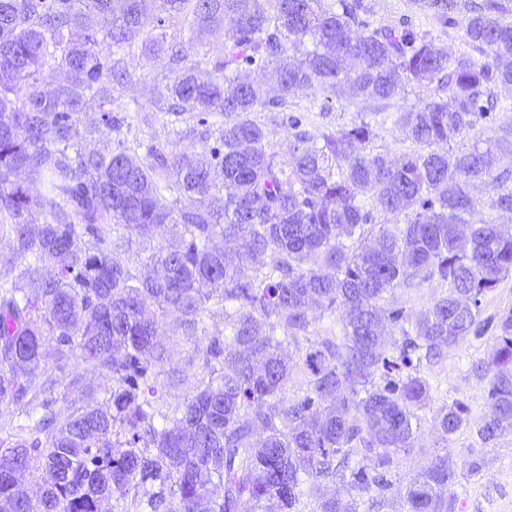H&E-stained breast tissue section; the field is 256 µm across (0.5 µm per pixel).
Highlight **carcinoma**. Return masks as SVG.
I'll return each mask as SVG.
<instances>
[{
	"label": "carcinoma",
	"instance_id": "carcinoma-1",
	"mask_svg": "<svg viewBox=\"0 0 512 512\" xmlns=\"http://www.w3.org/2000/svg\"><path fill=\"white\" fill-rule=\"evenodd\" d=\"M415 5L484 60L406 22L373 25L364 0H0V240L23 263L0 277V404L20 409L0 438V512H303L329 484L350 502L310 512L380 506L429 373L482 333V299L512 275V123L476 134L494 88L512 87V19L500 0ZM178 16L199 36L224 32V52L170 49L155 107L227 121L199 152L143 161L112 111L94 126L79 114L131 82L113 49ZM436 81L446 96L389 116L411 143L398 155L370 147L365 120L332 131L290 116L281 161L251 118L300 90L382 104ZM96 139L112 149L83 147ZM475 181L493 186L496 217H475ZM135 238L151 250L143 278L113 257ZM431 280L445 290L423 308L388 305ZM317 308L339 328L312 340ZM216 310L223 336L206 330ZM496 329L472 364L488 381L485 444L512 429V308ZM170 340L189 347L185 365ZM76 358L112 389L62 413L53 395L80 387L66 379ZM196 361L195 389L168 402L158 377L172 384ZM435 423L449 438L471 428L469 409L455 400ZM34 470L46 477L29 485ZM456 485L453 460L436 458L404 512H456Z\"/></svg>",
	"mask_w": 512,
	"mask_h": 512
}]
</instances>
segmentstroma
I'll list each match as a JSON object with an SVG mask.
<instances>
[{"mask_svg": "<svg viewBox=\"0 0 512 512\" xmlns=\"http://www.w3.org/2000/svg\"><path fill=\"white\" fill-rule=\"evenodd\" d=\"M372 4L374 12L369 19L373 23H395L405 18L417 30L429 33L436 44L459 52L466 49L459 38H448L436 20L418 13L411 0H372ZM150 33L157 39L154 47H145L138 41L114 53L133 79L115 91L112 112L129 117L131 127L127 140L135 145L138 155H145L151 146L167 149L174 145L188 152L200 150L203 142L197 133L199 125L216 131L224 124L223 115L210 114L201 120L197 115L188 113L178 126H171L153 104L154 90L156 86L168 83L172 77L167 65L168 45L180 43L189 46L190 56L194 59L213 58L223 50L224 35L217 32L201 40L194 39L187 25L175 18L151 28ZM288 111L331 130L350 126L361 117L359 109L350 106L346 100L309 92L292 97ZM179 129L185 131V138H176L175 132ZM493 345L494 341L488 334L480 338L465 337L438 365L430 378L433 385L431 397L419 411L421 429L414 448L409 453L400 454L395 461L389 474L394 488L386 492L380 512H402L404 505L396 494L397 489L405 487L433 459L445 454L460 462L476 459L482 465L480 475L460 481L461 512H512V431L484 444L467 432L443 437L435 424L440 408L456 399L468 404L472 420H480L487 414V383L472 371L471 365L488 358Z\"/></svg>", "mask_w": 512, "mask_h": 512, "instance_id": "35a3bbf8", "label": "stroma"}]
</instances>
